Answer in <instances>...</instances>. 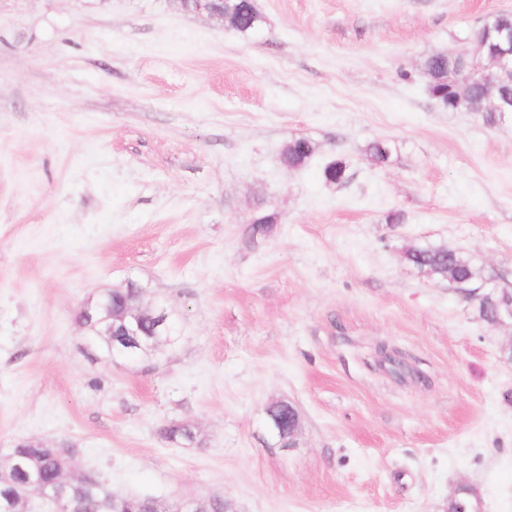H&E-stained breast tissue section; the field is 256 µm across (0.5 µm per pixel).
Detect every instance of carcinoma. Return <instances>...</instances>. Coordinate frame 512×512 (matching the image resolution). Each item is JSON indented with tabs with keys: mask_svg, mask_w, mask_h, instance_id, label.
<instances>
[{
	"mask_svg": "<svg viewBox=\"0 0 512 512\" xmlns=\"http://www.w3.org/2000/svg\"><path fill=\"white\" fill-rule=\"evenodd\" d=\"M224 14L227 15L235 31L248 36L257 31L262 22L254 0H224ZM461 60L445 52L430 55L423 64L428 77V87L432 95L448 105V110L466 109L485 115V119L494 123L498 121V110L490 105L482 93L472 89L466 93L459 103L448 98V88L451 87L453 74L458 70ZM316 152L312 141L299 138L286 145L281 162L288 168H301ZM366 155L376 166H384L389 162L391 151L384 140H374L367 144ZM323 177L331 183H341L347 179V164L342 158L327 163L323 169ZM406 260L418 270L433 274L439 278H447L457 288H472L481 285L480 270L473 262L456 252L441 245H419L406 252ZM147 333L142 348L138 349L135 358H140L162 347L176 343V329L170 320L166 324L155 327V321L144 324ZM11 451L27 458L29 466L37 472L40 484L51 487L63 484L66 488L64 503L69 512H119L121 505L112 492L108 491L103 481L96 475H90L87 480L64 477L66 465L61 463L60 455L55 448H39L31 442L21 440L11 448ZM26 482V476L16 472L11 462L0 467V512H22L23 502L19 500L18 489Z\"/></svg>",
	"mask_w": 512,
	"mask_h": 512,
	"instance_id": "1",
	"label": "carcinoma"
}]
</instances>
